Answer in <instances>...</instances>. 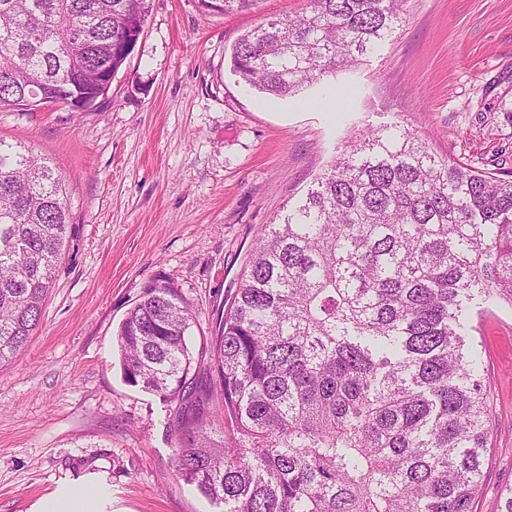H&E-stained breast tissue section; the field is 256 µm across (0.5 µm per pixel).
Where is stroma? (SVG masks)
Returning <instances> with one entry per match:
<instances>
[{"instance_id":"35a3bbf8","label":"stroma","mask_w":512,"mask_h":512,"mask_svg":"<svg viewBox=\"0 0 512 512\" xmlns=\"http://www.w3.org/2000/svg\"><path fill=\"white\" fill-rule=\"evenodd\" d=\"M143 33L90 112H0V139L46 157L69 187L56 284L0 367V512L105 481L106 512H217L177 470L175 421L126 384L116 330L153 278L194 322L190 374L217 384L211 339L261 229L277 223L368 127L401 123L432 151L512 175V0H405L390 42L357 68L275 99L228 65L238 39L309 0L201 10L150 0ZM490 404L475 512L512 487V310L470 319Z\"/></svg>"}]
</instances>
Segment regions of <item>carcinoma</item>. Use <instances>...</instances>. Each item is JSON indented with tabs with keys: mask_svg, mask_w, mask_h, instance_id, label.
Here are the masks:
<instances>
[{
	"mask_svg": "<svg viewBox=\"0 0 512 512\" xmlns=\"http://www.w3.org/2000/svg\"><path fill=\"white\" fill-rule=\"evenodd\" d=\"M256 0H199L206 12ZM244 34L250 88L288 98L360 64L404 0H310ZM148 0H0V112L108 93ZM69 224L50 162L0 140V363L39 323ZM512 309V177L367 129L261 229L211 342L222 400L189 377L192 313L154 279L122 321L125 383L176 403L184 480L221 512H473L489 439L472 310Z\"/></svg>",
	"mask_w": 512,
	"mask_h": 512,
	"instance_id": "obj_1",
	"label": "carcinoma"
}]
</instances>
